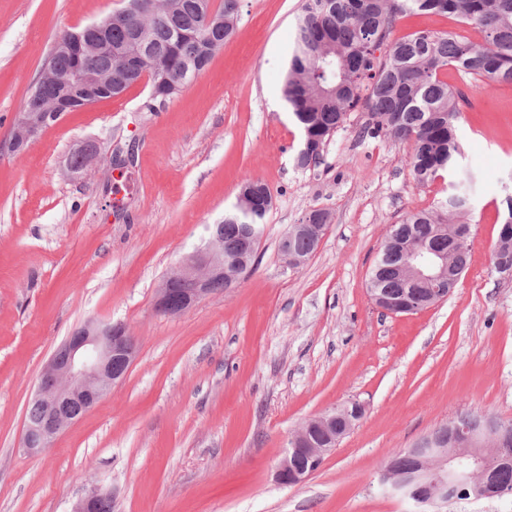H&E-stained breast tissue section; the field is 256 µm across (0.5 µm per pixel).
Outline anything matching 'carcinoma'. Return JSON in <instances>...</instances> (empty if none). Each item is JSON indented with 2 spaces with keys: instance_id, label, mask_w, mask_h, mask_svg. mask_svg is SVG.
Listing matches in <instances>:
<instances>
[{
  "instance_id": "obj_1",
  "label": "carcinoma",
  "mask_w": 512,
  "mask_h": 512,
  "mask_svg": "<svg viewBox=\"0 0 512 512\" xmlns=\"http://www.w3.org/2000/svg\"><path fill=\"white\" fill-rule=\"evenodd\" d=\"M125 5L132 9L112 13V29L106 33L112 56L86 50L82 71L99 77L114 63L125 90L144 74L155 75L148 82L150 97L162 106L201 72L196 64L200 51L207 49L204 64H209L233 34L241 0H220L217 5L214 0H125ZM411 12L453 16L480 28L483 40L473 42L450 30H421L391 39L397 20ZM70 35L65 32L55 43L49 72L40 75L41 93L26 100L34 112L52 111L58 91L68 85L74 62L61 43ZM450 66L482 84H512V0H302L284 96L303 129L304 142L315 136L319 140L314 154L300 150L297 165L306 169L319 164L330 137L351 113L362 112L367 119L359 138L409 141L407 164L417 182L424 185L443 177L462 156L457 122L466 102L463 92L442 78ZM96 155L93 145H87L71 157L68 171L86 167ZM240 193L251 194L250 203L238 202L224 215L226 257L238 252V227L262 228L268 214L267 187L246 178ZM472 208L470 194L460 183L433 207L405 215L391 232L402 233L410 224L405 241L423 240L446 251L445 225ZM396 262L391 254L375 261L368 287L391 293L403 288L394 274Z\"/></svg>"
}]
</instances>
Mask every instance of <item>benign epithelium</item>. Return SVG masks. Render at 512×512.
I'll return each instance as SVG.
<instances>
[{
    "label": "benign epithelium",
    "mask_w": 512,
    "mask_h": 512,
    "mask_svg": "<svg viewBox=\"0 0 512 512\" xmlns=\"http://www.w3.org/2000/svg\"><path fill=\"white\" fill-rule=\"evenodd\" d=\"M112 28V19L103 24H90L72 33L63 45L66 51L106 41L105 34ZM47 114L43 112L19 113L10 139L0 143L1 154L24 152L45 129ZM470 230L459 232L448 240V251L427 249L398 254L395 273L432 285L429 305L448 298L447 284H457L462 271L449 263V257L467 245ZM261 235L251 226H243L239 233L238 259L246 261L257 253ZM221 230H216L212 247L191 252L182 257L177 268L168 275L157 290L156 311L173 315L193 306L211 293L210 284L224 277V261L216 256L215 246L221 243ZM373 304L389 314L414 312L413 303L404 296L378 294ZM137 354V340L125 326L89 320L75 330L51 355L44 367L34 401L43 408L42 418L25 424L23 447L31 454H39L49 447L55 437L75 421L67 408L77 402L82 412L96 406L112 386L123 380ZM364 408L358 403L333 407L321 413L324 427L330 434L324 440L312 439L310 421H305L290 440V448L280 460L276 477L281 483L297 485L318 470L324 455L332 451L335 442L331 434L339 426L347 434L363 416ZM512 441V425L505 422L481 427L473 423L463 428L448 423V440L428 436L417 442L412 452L431 464L421 468L416 481L409 482L391 467L383 471V480L392 489L418 506H432L448 501V495L460 487L471 488L474 498L506 494V491L487 478L490 457L487 444L505 447ZM109 495L92 488L78 499L71 512H98L100 504Z\"/></svg>",
    "instance_id": "benign-epithelium-1"
}]
</instances>
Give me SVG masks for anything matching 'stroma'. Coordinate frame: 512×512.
<instances>
[{
  "label": "stroma",
  "instance_id": "stroma-1",
  "mask_svg": "<svg viewBox=\"0 0 512 512\" xmlns=\"http://www.w3.org/2000/svg\"><path fill=\"white\" fill-rule=\"evenodd\" d=\"M302 0H241L230 40L157 111L146 83L64 113L28 151L0 155V512H70L87 489L112 512H415L381 483L385 463L458 413L512 420V278L492 251L512 195V88L449 85L472 100L458 121L472 175L469 264L448 298L391 315L367 279L392 226L447 196L419 185L409 144L360 140L352 113L319 165L284 99ZM121 0H0V141L55 40ZM95 144L132 156L124 214L114 182L77 180L71 154ZM273 204L256 262L236 287L186 311L154 309L164 276L208 237L239 185ZM314 208L331 221L308 262L282 234ZM124 324L138 342L127 377L50 448L22 433L51 354L85 320ZM351 401L363 418L304 483L275 467L309 418Z\"/></svg>",
  "mask_w": 512,
  "mask_h": 512
}]
</instances>
